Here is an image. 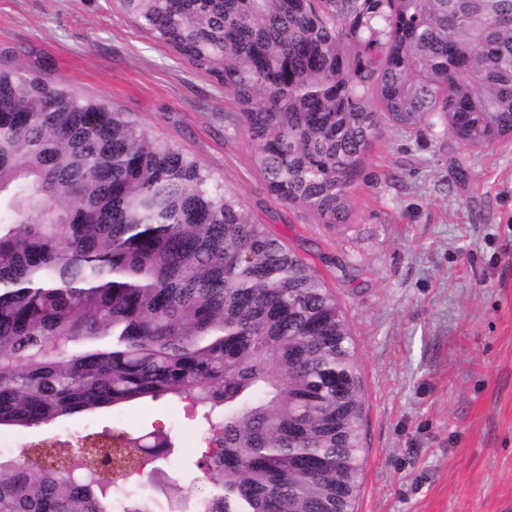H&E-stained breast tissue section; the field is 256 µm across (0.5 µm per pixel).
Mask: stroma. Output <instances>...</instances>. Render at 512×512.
Returning <instances> with one entry per match:
<instances>
[{
  "instance_id": "obj_1",
  "label": "stroma",
  "mask_w": 512,
  "mask_h": 512,
  "mask_svg": "<svg viewBox=\"0 0 512 512\" xmlns=\"http://www.w3.org/2000/svg\"><path fill=\"white\" fill-rule=\"evenodd\" d=\"M0 59L66 79L196 157L336 296L365 392L354 512H512V138L467 148L439 125L382 121L347 223L322 224L269 191L223 88L116 0H0ZM197 426L184 403L156 401L32 434L159 428L189 469Z\"/></svg>"
}]
</instances>
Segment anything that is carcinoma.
Masks as SVG:
<instances>
[{
  "label": "carcinoma",
  "instance_id": "carcinoma-1",
  "mask_svg": "<svg viewBox=\"0 0 512 512\" xmlns=\"http://www.w3.org/2000/svg\"><path fill=\"white\" fill-rule=\"evenodd\" d=\"M229 94L269 190L349 218L380 117L512 136V0H118ZM178 400L198 475L166 512H353L363 383L336 297L200 161L65 79L0 65V428ZM168 449L0 454V512H156Z\"/></svg>",
  "mask_w": 512,
  "mask_h": 512
}]
</instances>
